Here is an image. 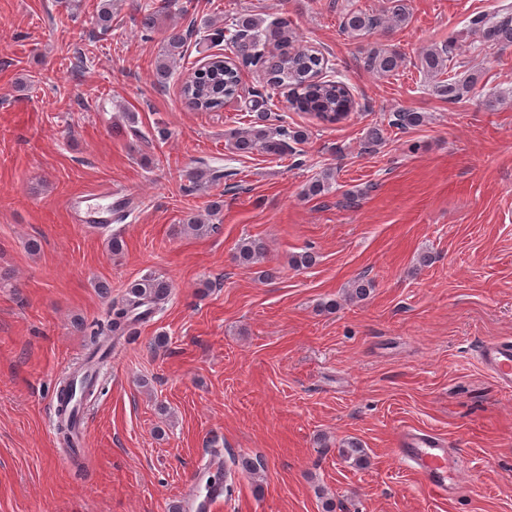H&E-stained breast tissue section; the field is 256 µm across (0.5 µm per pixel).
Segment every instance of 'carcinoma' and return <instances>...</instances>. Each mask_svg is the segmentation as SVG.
I'll list each match as a JSON object with an SVG mask.
<instances>
[{"mask_svg": "<svg viewBox=\"0 0 512 512\" xmlns=\"http://www.w3.org/2000/svg\"><path fill=\"white\" fill-rule=\"evenodd\" d=\"M178 0H152L142 6L143 29H153L157 16L169 12ZM407 22L405 7L393 5L381 15L369 14L360 8L346 11L342 17L343 29L354 37L388 24L401 27ZM95 23L104 33L112 31V3L102 0L97 10ZM472 26L481 31L484 41L512 43V5L502 6L494 14H482L472 20ZM205 40L213 47L229 41L236 48V59L213 54L208 63L195 70L183 82V97L201 112H217L224 104L238 96L241 68L261 70L269 85L288 90V108L295 112H306L326 123H338L348 117L355 107L349 88L340 80L322 77L325 60L322 54L312 49L295 46L296 34L285 20L265 23V19L246 13L228 14L224 25L205 26ZM162 58L155 63L153 78L159 85L167 84L173 74L175 56L182 54L186 34L172 28L164 38ZM447 48H430L420 57V68L433 82V92L452 101L460 91L467 88L471 78L461 75L457 66L448 64ZM401 57L395 52L371 50L363 57L364 68L386 75L397 70ZM424 116L420 112L401 110L395 113L393 125L406 130L420 125ZM265 112L256 113L254 121L246 129L231 134L232 148L241 154L262 152L282 156L295 150V145L306 139V132L281 124L269 128L264 124ZM220 171L197 169L188 175L191 189L201 186L202 181L220 180ZM263 245L252 239H244L237 245L236 259L242 264H254L262 257ZM169 283L156 275L148 274L129 286L125 296L114 301L106 313V320L91 326L88 337L90 352L76 372L93 371L89 378L84 399H89L99 384L100 368L107 361L112 344L129 333L137 324L145 323L162 309L168 297ZM65 381L59 391L57 409V434L67 446H72V429L76 410L69 406L68 388ZM340 455L353 464L367 463L362 445L354 440L345 443Z\"/></svg>", "mask_w": 512, "mask_h": 512, "instance_id": "1", "label": "carcinoma"}]
</instances>
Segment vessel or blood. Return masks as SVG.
I'll return each mask as SVG.
<instances>
[{
  "label": "vessel or blood",
  "instance_id": "vessel-or-blood-1",
  "mask_svg": "<svg viewBox=\"0 0 512 512\" xmlns=\"http://www.w3.org/2000/svg\"><path fill=\"white\" fill-rule=\"evenodd\" d=\"M110 188L77 194L69 201L70 217L77 224H108L112 208L105 205L111 197ZM480 359L499 384L512 387V342L491 340L484 344ZM396 453L421 479L433 494L446 498L456 494L458 459L438 435L417 429H404L398 434Z\"/></svg>",
  "mask_w": 512,
  "mask_h": 512
}]
</instances>
